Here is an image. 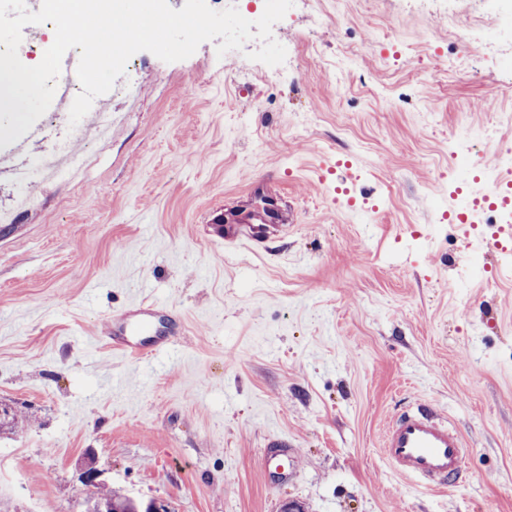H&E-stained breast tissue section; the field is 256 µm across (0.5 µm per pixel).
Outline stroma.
<instances>
[{
	"mask_svg": "<svg viewBox=\"0 0 512 512\" xmlns=\"http://www.w3.org/2000/svg\"><path fill=\"white\" fill-rule=\"evenodd\" d=\"M496 33L469 45L471 23ZM439 0H302L274 38L322 54L258 80L203 42L135 53L138 100L76 182L0 176V512H84L83 473L169 512H512V252L442 215L459 184L448 135L501 171L512 143V34ZM278 214L253 250L241 212ZM176 344L151 360L102 347L131 298ZM428 402L469 447L448 492L396 474L388 421ZM292 446L271 488L261 452ZM273 216L265 213L260 216L245 217L240 222L242 224L230 225L224 230V247L226 248H255L258 246V239L252 235L245 224H266L271 221Z\"/></svg>",
	"mask_w": 512,
	"mask_h": 512,
	"instance_id": "obj_1",
	"label": "stroma"
}]
</instances>
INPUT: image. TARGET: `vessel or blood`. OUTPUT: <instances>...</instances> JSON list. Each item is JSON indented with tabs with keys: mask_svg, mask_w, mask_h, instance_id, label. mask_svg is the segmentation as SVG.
I'll return each instance as SVG.
<instances>
[{
	"mask_svg": "<svg viewBox=\"0 0 512 512\" xmlns=\"http://www.w3.org/2000/svg\"><path fill=\"white\" fill-rule=\"evenodd\" d=\"M482 199L504 209L512 207V173L498 175ZM257 244L245 225L234 224L224 231L225 247L253 248ZM160 313L155 304L130 302L121 314L113 316L106 346L134 359L162 355L170 340L159 321ZM382 448L397 473L421 481L427 490L447 488L465 469L461 434L425 402L391 419Z\"/></svg>",
	"mask_w": 512,
	"mask_h": 512,
	"instance_id": "b4317fda",
	"label": "vessel or blood"
}]
</instances>
